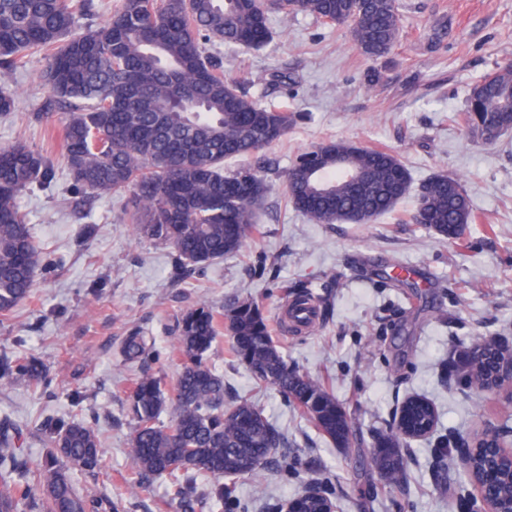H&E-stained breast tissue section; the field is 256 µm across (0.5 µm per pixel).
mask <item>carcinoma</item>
I'll use <instances>...</instances> for the list:
<instances>
[{
	"label": "carcinoma",
	"instance_id": "obj_1",
	"mask_svg": "<svg viewBox=\"0 0 512 512\" xmlns=\"http://www.w3.org/2000/svg\"><path fill=\"white\" fill-rule=\"evenodd\" d=\"M89 0H0V76L18 67L24 53L41 52L46 79L58 104L67 109L64 159L74 181L97 195L129 192L138 233L172 246L180 266L203 267L245 246L258 224L270 185L261 172L224 170V162L256 155L288 135V111L247 97L224 77L220 61L205 47L216 38L229 47L259 48L272 37L273 13H305L347 28L359 52L369 59L387 55L398 43V0H122L101 27L73 31L75 16ZM480 113V122L472 113ZM463 118L481 140L480 123L512 130V66L477 81ZM47 160L17 142L0 147V317L6 318L33 293L44 255L35 244L18 199L35 183H48ZM411 176L390 150L325 141L299 155L288 169L286 202L314 224L366 222L396 208ZM411 221L455 240L475 222L470 199L456 174L439 173L417 195ZM234 339L233 353L253 380L278 390L302 416L338 447L351 445L348 411L325 385L288 365L269 335L259 304L238 300L224 313ZM176 353L182 370L173 393L148 371L135 382L127 413L133 425L130 453L138 480L164 477L180 512H199L213 500L238 507L227 478L257 477L283 435L264 409L248 398H234L224 378L207 362L217 334L212 307L201 303L177 319ZM124 352L137 361L149 354L142 336L126 338ZM495 346L479 342L458 355L455 369L476 387L494 369ZM15 378L48 389L51 380L35 359L17 357L0 367ZM176 416L160 415L168 403ZM423 421L437 423L434 405L424 397L403 401ZM50 452L30 470L16 453L15 427L0 423V512H112V498L76 493L70 470L101 472L107 467L93 425L49 418ZM404 438L389 425L373 437L371 463L380 478L397 483L408 459ZM460 478L479 484L488 467L495 480L488 497L512 500V454L488 458L478 439ZM215 483L198 490L196 477Z\"/></svg>",
	"mask_w": 512,
	"mask_h": 512
}]
</instances>
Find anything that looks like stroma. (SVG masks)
<instances>
[{"mask_svg": "<svg viewBox=\"0 0 512 512\" xmlns=\"http://www.w3.org/2000/svg\"><path fill=\"white\" fill-rule=\"evenodd\" d=\"M400 5L402 36L375 61L345 28L306 14L272 15V38L259 49L211 43L225 77L287 109L295 122L263 156L227 163L263 169L271 184L258 234L239 253L189 272L178 270L169 245L133 231L128 196L99 197L75 183L46 60L38 52L23 57L7 81L17 99L14 112L0 114V147L24 142L55 172L19 201L46 263L32 296L0 318V361L34 358L53 379L46 392L28 379H0V420L19 429L29 468L51 447L44 420L85 421L98 431L108 467L72 471L78 492L111 496L113 512H179L165 478L135 482L126 399L145 369L174 387L181 362L169 349L182 313L205 301L220 317L233 299L251 298L289 365L323 381L346 407L357 440L337 447L278 391L256 389L231 336L219 332L209 358L227 391L260 404L288 440L260 478L236 480L249 512L287 504L315 478L326 479L336 512H457L464 488L453 482L459 469L452 457L436 459L438 437L472 438L488 424L512 428L506 392L479 396L444 374L474 341L512 344V133L488 145L456 119L477 80L512 65V0ZM336 139L396 151L412 176L411 194L371 224H314L287 206L285 175L295 158ZM442 171L461 176L477 217L457 240L410 221L415 191ZM403 270L413 287H394L392 276ZM301 283L328 316L305 335L285 336L281 308ZM135 332L154 342L159 360H124L123 341ZM412 395L435 404L438 423L433 434L404 445L406 476L389 484L371 467L373 436ZM439 469L450 484L436 485Z\"/></svg>", "mask_w": 512, "mask_h": 512, "instance_id": "stroma-1", "label": "stroma"}]
</instances>
